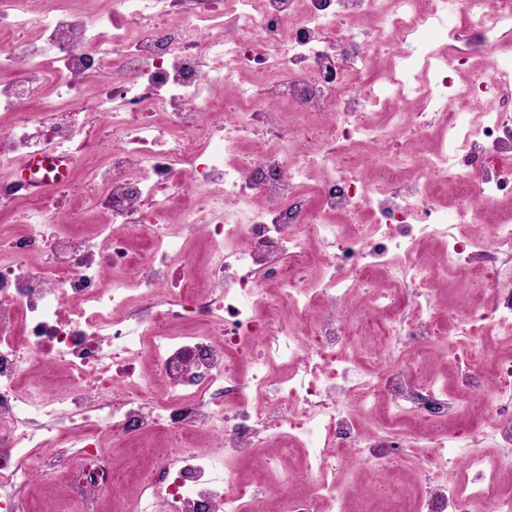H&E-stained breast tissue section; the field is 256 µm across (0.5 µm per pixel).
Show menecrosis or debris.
Returning <instances> with one entry per match:
<instances>
[{
    "label": "necrosis or debris",
    "instance_id": "obj_1",
    "mask_svg": "<svg viewBox=\"0 0 512 512\" xmlns=\"http://www.w3.org/2000/svg\"><path fill=\"white\" fill-rule=\"evenodd\" d=\"M90 2L0 0V167L27 163L0 181L20 224L0 247V512H34L56 478L97 502L118 483L106 444L137 470L153 432L170 445L132 512H512L504 461L466 445L470 394L512 383L479 343L512 322V221L482 243L431 191L512 202V0H460L448 33L498 52L470 93L499 106L475 114L417 85L453 88L447 50L395 49L446 0ZM369 144L383 178L356 159ZM60 157L62 180L32 167ZM87 208L92 237L69 228ZM451 271L487 303L454 380L421 381ZM417 443L413 498L391 473ZM353 465L368 497L339 478Z\"/></svg>",
    "mask_w": 512,
    "mask_h": 512
}]
</instances>
